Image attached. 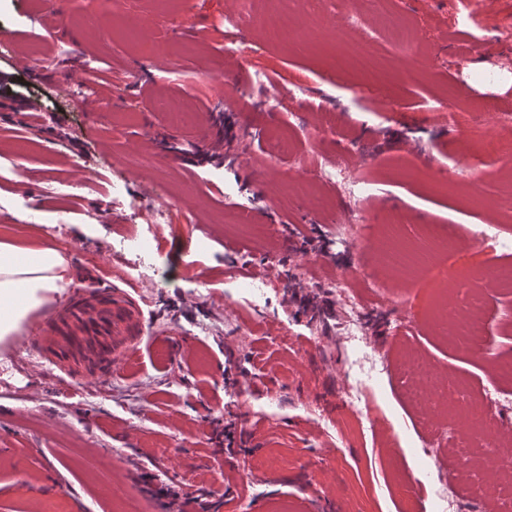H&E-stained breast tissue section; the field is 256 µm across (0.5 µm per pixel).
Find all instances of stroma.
<instances>
[{"instance_id":"obj_1","label":"stroma","mask_w":512,"mask_h":512,"mask_svg":"<svg viewBox=\"0 0 512 512\" xmlns=\"http://www.w3.org/2000/svg\"><path fill=\"white\" fill-rule=\"evenodd\" d=\"M394 2L417 32L414 56L390 50L369 0H253L235 29L236 0H125L110 23L99 0H0V225L51 237L75 272L51 318L34 311L0 341V512H175L160 494L172 484L185 502L209 493L210 512H444L424 419L464 402L414 407L398 370L418 356L490 387L512 360V291L484 290L486 356L433 332L426 291L398 328L389 304L405 285L379 261L381 233L397 209L406 245L462 225L459 267L512 263V234L496 231L512 224V165L477 177L454 162L473 126L512 139V0ZM277 12L319 37L268 43ZM134 17L150 21L147 47L127 36ZM474 32L475 55L461 49ZM356 42L384 72V97L360 92L367 73L337 68ZM87 70L95 90L78 112ZM488 92L494 110L461 109L453 128L432 110ZM173 99L194 124L171 126L157 105ZM273 127L290 154L272 153ZM239 209L267 239L220 222ZM341 278L361 315L332 288ZM114 287L145 333L106 366L59 338L81 333L74 301L95 312L98 289ZM357 393L381 422L362 421ZM405 476L419 497L403 495Z\"/></svg>"}]
</instances>
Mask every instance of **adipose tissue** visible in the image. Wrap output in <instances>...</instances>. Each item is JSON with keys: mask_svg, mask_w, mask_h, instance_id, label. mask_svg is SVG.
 Instances as JSON below:
<instances>
[{"mask_svg": "<svg viewBox=\"0 0 512 512\" xmlns=\"http://www.w3.org/2000/svg\"><path fill=\"white\" fill-rule=\"evenodd\" d=\"M73 283L72 267L53 242L0 226V340L16 335L33 311Z\"/></svg>", "mask_w": 512, "mask_h": 512, "instance_id": "1", "label": "adipose tissue"}]
</instances>
